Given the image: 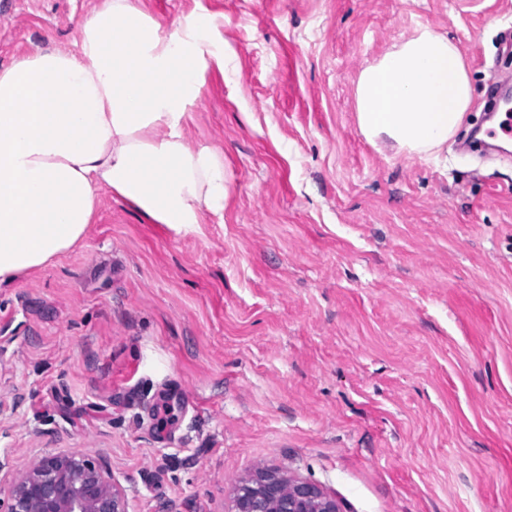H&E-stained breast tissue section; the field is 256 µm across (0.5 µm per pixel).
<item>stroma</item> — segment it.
<instances>
[{
    "mask_svg": "<svg viewBox=\"0 0 512 512\" xmlns=\"http://www.w3.org/2000/svg\"><path fill=\"white\" fill-rule=\"evenodd\" d=\"M135 2L209 23L183 134L223 153L224 214L178 233L104 189L82 242L0 283V483L76 451L129 512H229L260 465L342 512H512V149H462L512 0ZM96 3L0 0V68L74 50ZM421 24L472 86L428 162L355 106Z\"/></svg>",
    "mask_w": 512,
    "mask_h": 512,
    "instance_id": "1",
    "label": "stroma"
}]
</instances>
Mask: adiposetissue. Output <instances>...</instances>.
Returning a JSON list of instances; mask_svg holds the SVG:
<instances>
[{
	"label": "adipose tissue",
	"mask_w": 512,
	"mask_h": 512,
	"mask_svg": "<svg viewBox=\"0 0 512 512\" xmlns=\"http://www.w3.org/2000/svg\"><path fill=\"white\" fill-rule=\"evenodd\" d=\"M200 28L188 18L166 33L134 0H100L75 51L0 69V282L81 241L104 188L176 231L223 211V158L183 136L207 65ZM355 101L367 141L436 160L471 81L457 46L424 25L361 71Z\"/></svg>",
	"instance_id": "ef3b65f1"
}]
</instances>
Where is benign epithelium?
<instances>
[{
  "instance_id": "7a95c632",
  "label": "benign epithelium",
  "mask_w": 512,
  "mask_h": 512,
  "mask_svg": "<svg viewBox=\"0 0 512 512\" xmlns=\"http://www.w3.org/2000/svg\"><path fill=\"white\" fill-rule=\"evenodd\" d=\"M0 512H128L108 462L76 452L34 461L5 493ZM231 512H342L317 484L262 470L239 487Z\"/></svg>"
}]
</instances>
